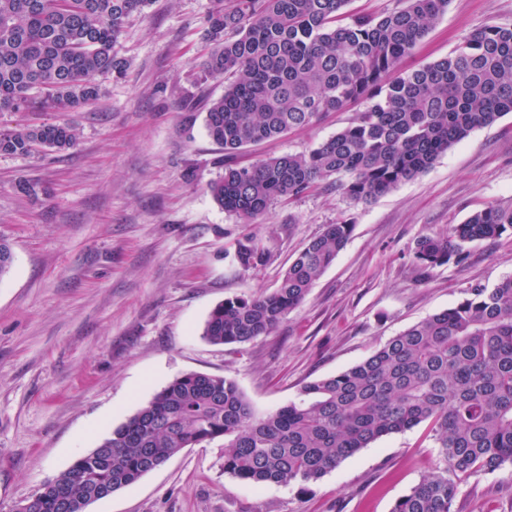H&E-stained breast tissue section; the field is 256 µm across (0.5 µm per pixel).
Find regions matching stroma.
Instances as JSON below:
<instances>
[{
    "instance_id": "obj_1",
    "label": "stroma",
    "mask_w": 512,
    "mask_h": 512,
    "mask_svg": "<svg viewBox=\"0 0 512 512\" xmlns=\"http://www.w3.org/2000/svg\"><path fill=\"white\" fill-rule=\"evenodd\" d=\"M212 0H152L117 51L121 76L69 112H6L0 129L68 123L77 144L0 154V238L14 259L0 277V512L37 492L186 372L234 380L257 414L305 383L336 375L387 339L454 306L466 288L512 276V235L469 244L464 264L421 276L415 240L446 234L489 205L512 204V112L479 128L418 177L367 204L335 178L274 204L256 223L221 210L207 186L224 171L205 113L224 92L205 76ZM512 25V0H450L402 61L448 56L476 29ZM365 101L285 136L247 146L250 165L305 153ZM26 181L33 194L19 190ZM352 224L334 263L268 336L215 345L211 309L270 292L288 260L324 225ZM255 235L268 264L242 268ZM427 425L384 437L317 482L252 486L224 473V442L186 448L88 512H391L436 472ZM505 471L454 474L453 512H512Z\"/></svg>"
}]
</instances>
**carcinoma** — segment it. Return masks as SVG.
<instances>
[{
	"label": "carcinoma",
	"mask_w": 512,
	"mask_h": 512,
	"mask_svg": "<svg viewBox=\"0 0 512 512\" xmlns=\"http://www.w3.org/2000/svg\"><path fill=\"white\" fill-rule=\"evenodd\" d=\"M350 0H213L205 76L224 80L205 127L224 149V174L209 184L217 205L252 224L276 202L344 175L343 193L367 203L426 172L476 129L512 112V26L476 30L450 56L420 69L401 63L449 0H397L382 14L353 13ZM150 0H0V112H68L100 95L97 78L121 74L116 43ZM364 100L365 110L307 153L249 166L248 145L283 136ZM76 129L48 123L0 130V153L64 149ZM328 224L284 271L278 287L228 298L206 321L217 345L268 336L299 307L352 232ZM512 234V204L489 205L445 236L413 248L424 273L468 257L469 243ZM245 269L265 265L261 241L240 243ZM428 423L442 468L391 512H452L448 472L512 465V277L475 286L454 306L388 339L347 370L303 385L263 416L235 381L191 372L160 389L98 446L32 498L36 512H86L138 482L184 448L224 439V473L254 484L322 479L377 440Z\"/></svg>",
	"instance_id": "obj_1"
}]
</instances>
